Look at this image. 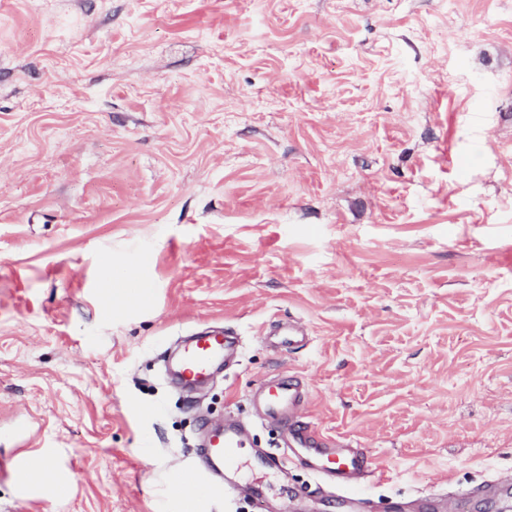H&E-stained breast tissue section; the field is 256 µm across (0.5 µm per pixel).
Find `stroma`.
<instances>
[{
	"label": "stroma",
	"mask_w": 512,
	"mask_h": 512,
	"mask_svg": "<svg viewBox=\"0 0 512 512\" xmlns=\"http://www.w3.org/2000/svg\"><path fill=\"white\" fill-rule=\"evenodd\" d=\"M208 326L242 348L195 402L164 360ZM282 373L369 512L512 471V0H0V512H179L203 420Z\"/></svg>",
	"instance_id": "obj_1"
}]
</instances>
